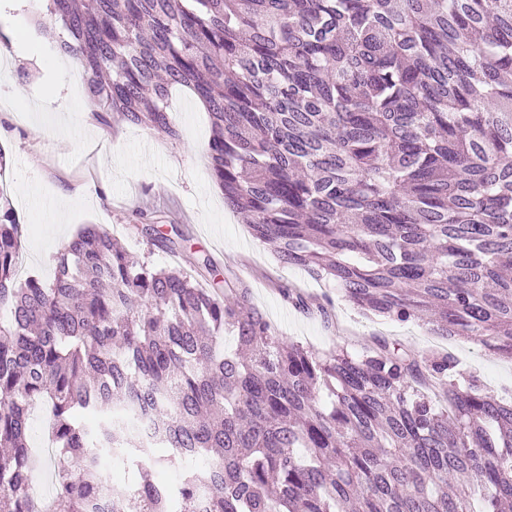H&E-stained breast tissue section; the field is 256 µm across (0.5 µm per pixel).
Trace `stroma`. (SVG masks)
<instances>
[{
	"label": "stroma",
	"instance_id": "1",
	"mask_svg": "<svg viewBox=\"0 0 512 512\" xmlns=\"http://www.w3.org/2000/svg\"><path fill=\"white\" fill-rule=\"evenodd\" d=\"M36 26L32 4L0 0V47L13 40L22 46L13 56H0V67L8 69L0 82V148L8 167L0 179L22 227L19 278L50 281L60 232L72 237L83 225L99 224L131 254L159 268L177 265L188 272L211 257L220 278L237 279L251 290L254 305L284 341L320 353L337 347L359 351L377 335L419 353L447 347L487 391L512 397V363L490 355L477 341L448 344L423 323L364 316L336 286L311 278L255 239L215 191L209 117L188 90L177 88L170 96L179 139L125 123L104 125L95 113L85 112L81 73L60 51L55 33L39 31L37 40L29 39ZM16 94L33 107L17 119L6 106ZM156 214L161 231L176 226L186 236L178 259L149 249L137 232L138 224ZM284 287L328 298L331 323L294 307L281 295Z\"/></svg>",
	"mask_w": 512,
	"mask_h": 512
}]
</instances>
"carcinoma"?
<instances>
[{
    "label": "carcinoma",
    "mask_w": 512,
    "mask_h": 512,
    "mask_svg": "<svg viewBox=\"0 0 512 512\" xmlns=\"http://www.w3.org/2000/svg\"><path fill=\"white\" fill-rule=\"evenodd\" d=\"M93 112L169 138L172 88L211 118L224 205L361 313L477 336L512 360V0H46ZM137 230L177 252L183 232ZM0 190V512H34V404L51 410V512H503L512 402L376 337L355 355L276 336L247 288L131 256L96 224L54 278H17ZM237 334L224 352V330Z\"/></svg>",
    "instance_id": "1"
}]
</instances>
